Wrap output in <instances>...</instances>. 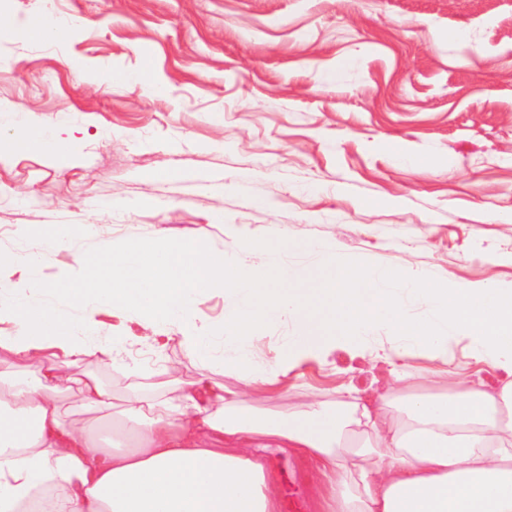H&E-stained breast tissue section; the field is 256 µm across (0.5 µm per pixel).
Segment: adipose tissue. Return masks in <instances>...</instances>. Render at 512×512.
Listing matches in <instances>:
<instances>
[{"label": "adipose tissue", "instance_id": "obj_1", "mask_svg": "<svg viewBox=\"0 0 512 512\" xmlns=\"http://www.w3.org/2000/svg\"><path fill=\"white\" fill-rule=\"evenodd\" d=\"M19 235L39 247L0 252V512H282L260 448L312 463L313 512H512V287L379 268L328 240L306 243L311 263L295 267L284 230L258 265L244 260L249 240L227 253L163 234L89 249L77 225ZM58 251L72 253V274L42 280ZM18 273L26 287L16 298ZM213 288L224 317L206 323L199 305ZM101 309L174 326L198 377L168 367L117 409L81 369L124 364V337L93 330ZM284 318L294 333L256 362V339ZM380 328L387 360L401 362L385 390L291 383L330 350L376 353ZM457 338L471 365L462 378L448 369ZM23 364L34 381L19 378ZM218 369L239 387L212 380ZM422 379L440 394L420 392ZM259 391H292L301 403L267 413Z\"/></svg>", "mask_w": 512, "mask_h": 512}]
</instances>
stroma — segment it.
Here are the masks:
<instances>
[{
	"label": "stroma",
	"instance_id": "stroma-1",
	"mask_svg": "<svg viewBox=\"0 0 512 512\" xmlns=\"http://www.w3.org/2000/svg\"><path fill=\"white\" fill-rule=\"evenodd\" d=\"M51 9L76 20L56 43L32 25ZM10 104L61 128L73 155L0 130L1 251L21 226L227 252L284 228L296 265L326 238L375 265L512 282V0H0ZM107 198L120 207L100 210ZM95 326L154 360L141 383L86 363L118 404L164 365L197 373L178 339L138 345L142 323L105 311ZM390 372L339 348L319 384L363 389ZM259 454L284 512H308L294 456Z\"/></svg>",
	"mask_w": 512,
	"mask_h": 512
}]
</instances>
